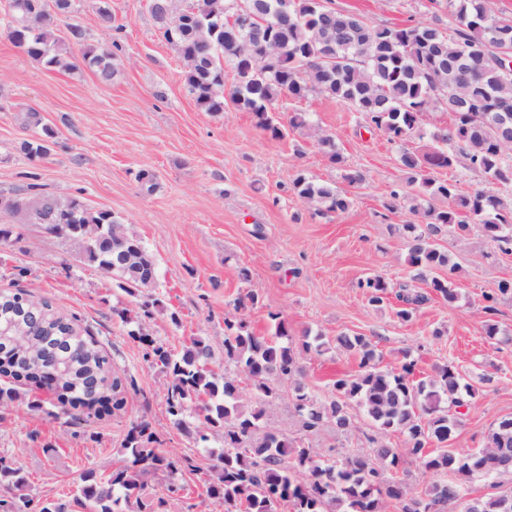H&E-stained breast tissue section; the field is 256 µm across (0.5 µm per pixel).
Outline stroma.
<instances>
[{
    "label": "stroma",
    "mask_w": 512,
    "mask_h": 512,
    "mask_svg": "<svg viewBox=\"0 0 512 512\" xmlns=\"http://www.w3.org/2000/svg\"><path fill=\"white\" fill-rule=\"evenodd\" d=\"M332 5L374 26L415 24L432 16L428 0H332ZM111 6L108 27L99 22L92 0H72L71 12L55 19L61 39L76 25L85 43L118 45L117 70L107 84L82 65L70 71L47 67L0 35V197L32 184L60 200L76 197L111 211L155 255L158 271L156 288L137 298L40 225H26L19 238L0 245V289H27L90 325L124 385L122 409L87 425L30 410L24 397L34 393L31 385L22 386V400L0 407V456L27 472L30 494L76 512L72 500L80 474L115 466L131 425L145 420L162 452L185 465L174 481L148 480L139 501L155 512H224L207 492L214 456L190 429L173 424L166 412L165 374L147 361L144 345L127 336L119 317L142 298L156 303L146 322L155 340L177 351L203 340L218 373L226 367L225 319L242 314L265 334L274 312L296 339L308 328L330 341L343 333L366 336L387 368L399 366L408 353L420 377L448 363L483 376L449 442L461 452L483 447L492 424L512 416V297L500 298L496 314L483 309L484 295L500 280L512 279V254L491 246L475 226L462 235L442 233L439 243L456 266L460 298L451 304L430 297L407 322L397 317L395 298L371 306L361 286L371 276L396 285L413 274L399 231L412 215L385 204L391 191L408 190L401 149L422 146L425 137L447 127L448 112L423 113L416 135L398 145L364 128L360 115L340 100L320 93L301 100L283 97L274 104L280 117L304 112L310 123L274 139L234 106L221 112L197 108L183 64L161 39L148 0H111ZM34 112L40 125L31 122ZM44 125L54 131L49 154L31 158L20 152V143ZM324 137L334 140L342 163L329 160L320 145ZM348 168L362 172L364 180L349 189L346 211H323L292 190L300 174L343 186ZM243 268L248 278L240 277ZM250 292L257 303L235 309L237 298ZM489 322L509 333V340L488 339ZM300 362L304 383L324 401L335 397L337 376L358 369L354 356L336 348L302 354ZM277 387L279 396L267 413L269 429L324 456L363 450L379 435L355 406L348 431L304 432L293 411L290 382Z\"/></svg>",
    "instance_id": "35a3bbf8"
}]
</instances>
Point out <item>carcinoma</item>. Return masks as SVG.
<instances>
[{
	"label": "carcinoma",
	"instance_id": "cac0c4a2",
	"mask_svg": "<svg viewBox=\"0 0 512 512\" xmlns=\"http://www.w3.org/2000/svg\"><path fill=\"white\" fill-rule=\"evenodd\" d=\"M149 2L162 39L178 43L185 57L196 59L193 65L185 63L184 80L197 106L206 112L224 111V73L229 69L239 75L232 40L236 33L228 24L231 0H193L185 8L176 0ZM242 2L263 19L282 18L272 38L285 48L284 58L273 61L259 82L237 79L229 91L231 102L251 113L256 128L274 139L284 137L289 128L309 124L305 112H292L283 123L269 111L282 96L301 99L317 91L338 99L389 141L402 143L435 105L437 92H445L440 105L452 115L451 126L433 134L434 146L401 151L400 168L412 193H391L390 208L398 207L401 198L422 218L419 224L402 225L407 263L414 274L396 291L400 319H410L431 294L450 304L459 298L456 284L438 275L446 267L454 270L436 243L443 228L465 231L469 223L478 224L492 246L512 253V199L480 187L461 193L456 184L433 176L465 161L493 182L512 184V72L504 71L495 53L497 48H512V16L496 13L491 0H430L436 14L428 23L375 27L359 14L330 6V0ZM10 7L12 21L4 35L15 47L51 68L75 67L43 0H11ZM81 58L101 81H112V52L86 45ZM42 131L43 136L21 143L24 154L43 157L50 152L53 131ZM293 188L301 199L330 212H343L350 205L340 188L303 174L294 179ZM437 198L450 204L436 208L431 201ZM34 200L40 207L38 218L46 224L115 223L112 212L93 211L78 198L61 201L19 189L0 204L14 213ZM86 258L132 296L150 287L112 269V258L105 252L90 251ZM414 281L424 283L426 290L416 288ZM361 287L369 303L377 306L387 299L391 284L375 276ZM507 295L512 296V279L499 281L497 291L485 296L486 312L494 313L499 297ZM35 315L40 319L35 335L41 337L40 346L54 354L55 367L32 362L12 345L11 330H30ZM150 315L146 300L133 315L121 312V321L136 324L127 335L146 345V356L165 373L167 413L174 423L185 425L193 409L195 439L206 443L215 434L222 439L208 494L224 504V512H277L282 502L291 512H456L461 484L475 477L490 482L495 492L473 501L472 512H512V489L504 491L498 482L512 476V417L495 423L486 446L478 451L448 447V435L461 424L450 408L478 392L453 365L438 366L433 376L419 378L409 355L399 367L383 368L368 338L341 334L336 347L358 359V370L336 378V398L322 402L303 383L288 322L278 315L270 314L271 336L257 333L243 318L224 320V361L234 366L231 374L208 367L212 352L200 339L180 353L156 341L143 324ZM327 345L323 336H313L308 329L302 334L306 352L320 354ZM0 351L29 363L27 372L0 383V406L20 398L17 382H35L42 376L56 380L57 418L79 424L82 415H96L95 409L109 399L112 407L122 406L121 378L112 369V357L77 317L56 311L45 298L23 289L0 293ZM242 376L254 390L255 405L249 408L240 396ZM277 380L293 384L294 408L304 431L353 427L349 406L354 403L380 433L402 435L405 448L379 442L358 453L326 457L266 429L268 406L278 398ZM156 443L149 422L133 424L122 463L107 473L91 468L80 477L76 506L84 512H123L122 504L129 503L149 478L161 473L174 479L181 462L162 454ZM408 457L438 476L422 496L411 495L398 476ZM28 487L23 468L0 457V512H64L57 504L35 500Z\"/></svg>",
	"mask_w": 512,
	"mask_h": 512
}]
</instances>
